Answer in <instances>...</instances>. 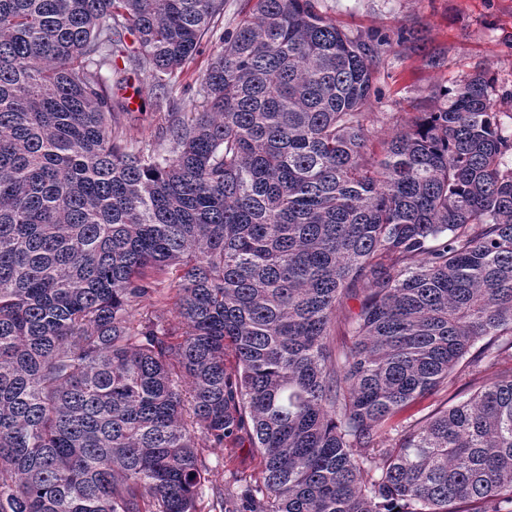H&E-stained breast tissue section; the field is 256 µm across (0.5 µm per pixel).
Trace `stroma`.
Instances as JSON below:
<instances>
[{
    "label": "stroma",
    "instance_id": "1",
    "mask_svg": "<svg viewBox=\"0 0 512 512\" xmlns=\"http://www.w3.org/2000/svg\"><path fill=\"white\" fill-rule=\"evenodd\" d=\"M320 10L341 29L353 34L389 37L374 60L375 86L370 109L378 120L371 128L373 141L387 138L402 119L428 111L433 92L458 83L488 68L501 90L512 91V0H318ZM412 29L425 39V51L396 44L398 32ZM220 48L218 38L203 45V53L172 81L168 97L152 93L129 62L119 61V73H106L107 85L118 86L119 96H138L140 107L123 120V136L129 150L148 151L162 143L174 119L201 111L200 75L211 55ZM437 51L440 67L428 66L426 51ZM512 372V357L482 363L477 369L456 368L448 386L417 400L408 410L389 420L380 430L384 446H392L405 423L423 419L444 403L467 399L482 383ZM210 489L223 488L233 477L254 479L260 459L247 440L201 451Z\"/></svg>",
    "mask_w": 512,
    "mask_h": 512
}]
</instances>
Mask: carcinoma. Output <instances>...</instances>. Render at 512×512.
<instances>
[{"mask_svg": "<svg viewBox=\"0 0 512 512\" xmlns=\"http://www.w3.org/2000/svg\"><path fill=\"white\" fill-rule=\"evenodd\" d=\"M251 2L144 153L102 70L165 89L224 0H0V512H202L199 444L240 434L222 512H512V374L379 440L512 351V92L442 87L378 154L390 41ZM169 274L177 335L132 320ZM506 371L512 372V357L500 358L495 364L483 362L476 371L458 366L448 379V388L417 400L410 408L393 417L380 429L383 446L390 448L394 444L402 429L401 426L405 423L426 418L447 400L448 404H445V407L467 399L484 381L502 375Z\"/></svg>", "mask_w": 512, "mask_h": 512, "instance_id": "obj_1", "label": "carcinoma"}]
</instances>
